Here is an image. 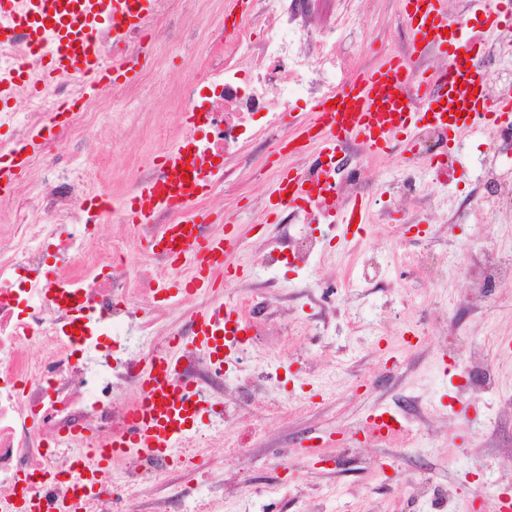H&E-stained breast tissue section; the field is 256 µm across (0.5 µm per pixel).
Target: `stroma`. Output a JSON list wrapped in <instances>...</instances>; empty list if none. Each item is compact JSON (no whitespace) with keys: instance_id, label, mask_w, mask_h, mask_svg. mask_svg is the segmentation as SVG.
Here are the masks:
<instances>
[{"instance_id":"stroma-1","label":"stroma","mask_w":512,"mask_h":512,"mask_svg":"<svg viewBox=\"0 0 512 512\" xmlns=\"http://www.w3.org/2000/svg\"><path fill=\"white\" fill-rule=\"evenodd\" d=\"M228 0H211L200 18L173 14L158 25L149 39L146 58L135 90L117 85L112 108L97 113L103 135L102 154L81 163L83 178L112 190L111 225L101 226V240L123 239L130 257L142 250L141 239L121 212L126 191L139 169L150 168L157 156L182 143L184 126L178 112L181 91L191 74L200 72L215 51L209 31L223 27ZM353 31L341 38L343 51L353 53L355 66L368 69L384 57L363 50L370 43L402 52L409 32L400 16L399 0H358ZM487 138L465 137L455 165L456 177L447 196L467 193L475 180L476 165ZM259 141L225 160V181L212 186L207 196L211 210L208 231L224 224L236 227L239 242L229 254L237 276L225 277L222 287L209 291L212 301L239 306L242 294L264 300L269 292L279 298V313L289 314L292 326L269 325L250 319L251 340L225 373L223 393L212 400L235 405L236 381L258 380L248 413L216 419L206 414L198 428L213 434L201 461L206 472L244 473L250 483L232 500H222L217 484L188 472L168 474L165 482L142 491L140 512H154L155 501L179 493L184 502L203 498L216 512H496V495H512V439L497 448L486 447L481 432L486 422L507 419L501 397L512 396V284L483 297L475 307L449 312L439 324L421 320L415 307L446 304L449 295L467 293L468 284L450 273L446 286L426 284L400 268H390L391 287L355 288L364 258L371 253L393 255L398 249L433 247L459 263L483 245H512V222L479 224L458 217L446 223L442 212L426 216L424 234L409 232L403 243L390 240L383 225L374 221L377 198L365 197L361 230L342 224L259 223L262 204L268 203L280 171L290 163L281 157L262 180H254L245 164L260 153ZM410 156L408 139L394 145L391 155L367 154L375 184L382 189L400 179ZM323 237L325 250L308 269L286 271L284 266L260 267L258 253L287 249L300 234ZM317 280L331 281L339 290L323 302L314 289ZM414 336L412 347L398 343L401 335ZM491 351L499 383L498 396L481 398L463 393L466 348L472 338ZM404 362L399 373L387 375L388 360ZM369 378L374 388L353 392L355 380ZM421 398L426 419L412 418L418 434L415 447L391 456L389 449L370 444L347 448L332 435L367 417L372 410L394 407L407 397ZM300 401L305 412L286 418L269 416L272 399ZM249 434L248 449L228 453L226 447ZM287 466H279V459ZM434 488L428 499L417 498L413 487L421 480ZM483 489L484 505L473 504L476 489Z\"/></svg>"}]
</instances>
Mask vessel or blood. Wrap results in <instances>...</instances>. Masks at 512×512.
Returning <instances> with one entry per match:
<instances>
[{"label":"vessel or blood","mask_w":512,"mask_h":512,"mask_svg":"<svg viewBox=\"0 0 512 512\" xmlns=\"http://www.w3.org/2000/svg\"><path fill=\"white\" fill-rule=\"evenodd\" d=\"M400 14L416 44L423 52L440 51L448 56L447 68L438 74L412 72L401 59L388 58L383 65L357 72L337 92L336 106L326 100L314 101L309 119L295 124L291 142L316 144L315 168L334 162L339 145L355 140L369 150L382 153L392 147L400 133L414 132L431 123L453 137L476 131H490L512 121V91L496 100L486 99L484 73L468 63L469 55L486 52L483 32L467 21L449 22L445 0H399ZM485 16L487 30L512 28V0H473ZM154 0H0V35L25 31L32 47L42 50L47 62L39 74L21 66L0 69V110L8 107L18 89L38 91L62 76L80 77L87 93L113 88L117 76H130L132 68L119 49L129 31L150 14ZM109 26L115 47L111 65L98 58L93 41L97 30ZM465 114H458V105ZM72 104L49 113L42 129L24 140L0 145V194L12 192L14 182L32 155L39 152L43 134L67 121ZM160 179L140 187L125 207L131 224L152 221L164 206L186 212L180 224L165 225L161 233L175 237L176 258L190 261V274L180 281V292L215 287L227 271L225 259L234 242L231 232L202 236L191 207L209 194L203 183L184 181L182 151H168L162 158ZM272 209L297 208L311 203L307 174L295 168L279 176L273 191ZM196 330L162 353L144 358L140 370V397L129 424L103 448L88 453L89 467L78 472L82 487H89L97 472L113 454L135 452L148 458L173 456L202 418L207 399L202 388L183 379L181 352L194 349L207 354L215 369H223L227 353L243 347L248 328L236 309L216 304L193 314Z\"/></svg>","instance_id":"b4317fda"}]
</instances>
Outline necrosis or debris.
Here are the masks:
<instances>
[{"label": "necrosis or debris", "mask_w": 512, "mask_h": 512, "mask_svg": "<svg viewBox=\"0 0 512 512\" xmlns=\"http://www.w3.org/2000/svg\"><path fill=\"white\" fill-rule=\"evenodd\" d=\"M276 3L260 37L245 24L229 34L213 31L223 54L210 59L204 80L192 77L185 85L181 110L195 116L186 132L187 162L197 178L211 175L214 158L237 153L244 142L260 139L270 150L281 149L285 119L298 101L332 96L340 88L336 72L348 64L336 44L337 28L316 24L309 0ZM66 99L82 101L83 107L52 138L77 143L94 157L100 141L94 114L111 107V92L89 99L78 81L65 77L37 96L17 99L7 125L16 138H25ZM342 152L331 174L310 172L318 202L296 210L302 223L330 217L371 191L374 180L360 147L348 143ZM486 153L469 206L475 219L493 223L505 215L503 202L512 201V172L493 163L512 156V124L490 132ZM29 166L47 171V178L27 194L0 199V501L23 492L34 500L66 501L72 496L70 468L60 465V457L75 460L122 431L140 390V358L126 359L115 374L89 369L85 347L93 327L134 325L139 291L147 286L159 292L161 270L172 262L161 251L142 253L133 262L121 246L100 251L97 226L112 210L110 189H87L57 153L39 152ZM461 271L471 293L451 298L457 310L512 282V251L483 246ZM464 364L472 389L496 392L494 366L480 341L470 343ZM119 387L129 398L115 397ZM408 414L407 405L397 406L388 419H373L357 433L365 443L403 446ZM185 461L182 454L150 464L132 453L115 457L79 512H136L132 487L149 483L152 471ZM23 476L29 482L22 488Z\"/></svg>", "instance_id": "4bbe7bcc"}]
</instances>
